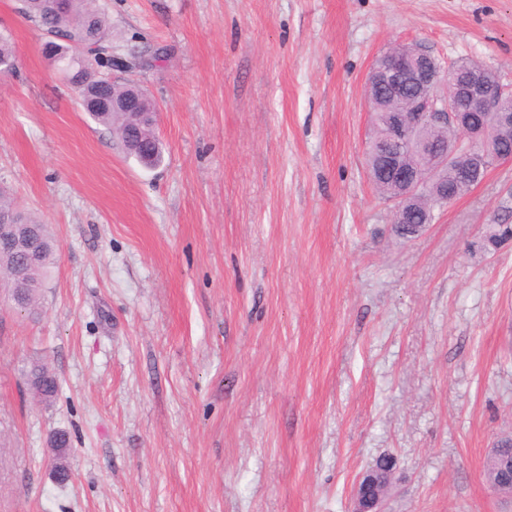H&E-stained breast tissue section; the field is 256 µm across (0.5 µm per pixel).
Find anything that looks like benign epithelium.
<instances>
[{"label":"benign epithelium","instance_id":"obj_1","mask_svg":"<svg viewBox=\"0 0 512 512\" xmlns=\"http://www.w3.org/2000/svg\"><path fill=\"white\" fill-rule=\"evenodd\" d=\"M446 85L445 95L438 93ZM367 90L407 103L408 111L396 112L387 120L379 139L383 150L373 153L369 177L374 185L394 186L399 195L392 198L393 227L412 223L414 213L406 200L418 196L436 182L442 170L452 164L460 151L471 155L469 165L458 169V180L475 186L482 182L489 162L512 163V151L501 146L503 132L512 130V111L503 103L507 90L499 79L472 71L465 75L451 68H441L427 52L395 45L371 68ZM112 109L130 117L127 144L135 131L156 124L157 112L147 111L146 101L135 90L112 98ZM415 144L425 158L422 166L410 165L400 146ZM0 250L12 252L26 267L35 264L38 255L30 251L27 232L0 238ZM393 469L383 466L363 472L351 496L350 512H383L388 478Z\"/></svg>","mask_w":512,"mask_h":512}]
</instances>
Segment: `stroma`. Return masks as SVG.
<instances>
[{
  "mask_svg": "<svg viewBox=\"0 0 512 512\" xmlns=\"http://www.w3.org/2000/svg\"><path fill=\"white\" fill-rule=\"evenodd\" d=\"M104 2L151 171L0 0V186L59 245L34 313L0 290V512H348L384 456L386 512H512L483 476L512 432V240L476 249L512 166L397 238L364 100L396 43L512 83V0ZM143 139L146 140V143L142 147L135 151L124 150V152L146 168H154L160 165L163 160L160 141L155 138L153 131L150 129L143 133ZM29 381H33V387L35 394L42 401H51L57 398L60 392V378L59 376L48 370L47 367L42 365H34L27 373V384Z\"/></svg>",
  "mask_w": 512,
  "mask_h": 512,
  "instance_id": "obj_1",
  "label": "stroma"
}]
</instances>
